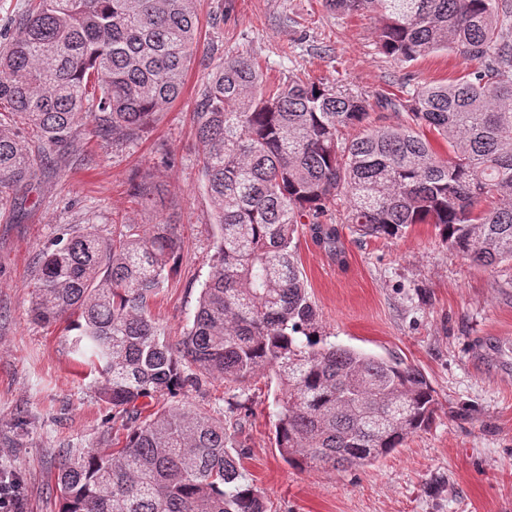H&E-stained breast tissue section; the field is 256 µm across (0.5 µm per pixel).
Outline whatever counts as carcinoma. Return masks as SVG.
Masks as SVG:
<instances>
[{
  "label": "carcinoma",
  "instance_id": "obj_1",
  "mask_svg": "<svg viewBox=\"0 0 512 512\" xmlns=\"http://www.w3.org/2000/svg\"><path fill=\"white\" fill-rule=\"evenodd\" d=\"M380 18L382 52L407 63L454 51L478 68L386 101L373 126L358 93L306 76L268 85L251 58L226 55L194 112L218 236L192 326L173 345L150 305L176 270V224L75 231L46 245L31 316L67 323L125 420L123 446L71 448L56 479L58 512H266L248 482L235 420L175 404L202 379L243 383L269 371L284 394L275 444L297 469L356 468L398 450L433 418L421 370L320 342V320L293 246L307 219L335 260L344 197L362 235L432 224L482 266L512 262V17L509 0H325ZM194 0H26L0 42V202L32 187L89 130L135 140L181 94L197 46ZM23 115L29 135L6 120ZM362 127L355 138L346 129ZM425 128L447 142L443 159ZM159 184L135 188L155 202Z\"/></svg>",
  "mask_w": 512,
  "mask_h": 512
}]
</instances>
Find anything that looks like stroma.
Listing matches in <instances>:
<instances>
[{"instance_id":"35a3bbf8","label":"stroma","mask_w":512,"mask_h":512,"mask_svg":"<svg viewBox=\"0 0 512 512\" xmlns=\"http://www.w3.org/2000/svg\"><path fill=\"white\" fill-rule=\"evenodd\" d=\"M198 50L180 97L129 141L82 135L34 189L0 206V473L23 486L19 512H58L54 475L63 448H106L126 430L101 399L102 379L75 355L64 323L30 316L40 253L74 228L111 236L114 222L178 225L183 250L151 314L178 341L191 325L215 252L214 207L201 173L197 93L225 55L244 54L269 81L306 73L369 99H405L473 63L441 51L402 63L378 47L369 14L327 11L322 0H195ZM165 192L130 202L132 184ZM345 202L326 216L345 258L336 263L299 225L294 243L326 342L418 366L436 391L425 430L360 468L300 471L275 445L283 394L264 372L238 385L212 381L186 402L216 414L240 406L235 433L267 512H512V263L477 265L431 224L393 237L360 236Z\"/></svg>"}]
</instances>
